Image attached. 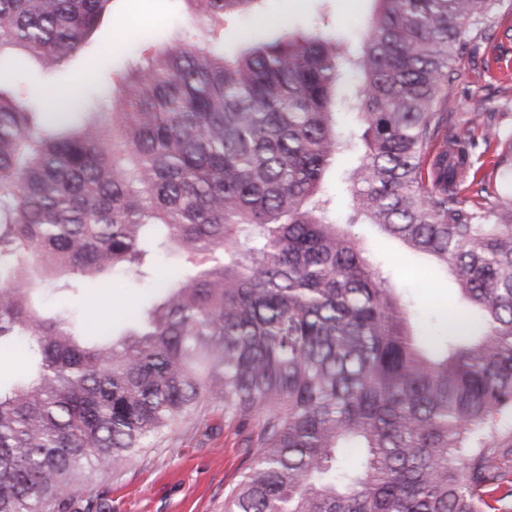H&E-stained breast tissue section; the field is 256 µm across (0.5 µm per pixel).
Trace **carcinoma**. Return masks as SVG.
Returning <instances> with one entry per match:
<instances>
[{
  "instance_id": "1",
  "label": "carcinoma",
  "mask_w": 512,
  "mask_h": 512,
  "mask_svg": "<svg viewBox=\"0 0 512 512\" xmlns=\"http://www.w3.org/2000/svg\"><path fill=\"white\" fill-rule=\"evenodd\" d=\"M109 2L0 0V57L58 65ZM185 2L214 33L260 0ZM371 2L357 42L322 17L233 56L220 37L162 47L98 119L59 85L28 104L0 64V351L21 355L0 382V512H92L90 472L209 405L259 428L224 512H512V194L465 206L448 112L497 0ZM342 109L363 141L346 226L449 273L443 339L330 219ZM466 124L498 137L477 108ZM161 249L186 270L118 334L37 301L48 281L142 276Z\"/></svg>"
}]
</instances>
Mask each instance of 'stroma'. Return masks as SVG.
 Here are the masks:
<instances>
[{"instance_id": "1", "label": "stroma", "mask_w": 512, "mask_h": 512, "mask_svg": "<svg viewBox=\"0 0 512 512\" xmlns=\"http://www.w3.org/2000/svg\"><path fill=\"white\" fill-rule=\"evenodd\" d=\"M369 9V0H263L256 12L226 21L224 51L233 53L249 38L272 36L284 24L308 28L323 14L328 17L331 34L354 41L365 32ZM489 34V39L463 50L448 88V109L455 118H466L479 101L500 132L490 142L484 141L483 128L470 133L469 170L460 185L462 197L470 202L476 201L478 189L498 192L495 164L500 156L512 153V75L499 71L500 66H512V0H499ZM145 37L160 46L207 43L184 0H113L111 11L73 54L65 72H83L93 53L104 45L111 46L112 52L100 58V67L126 71ZM354 233L364 256L410 302L419 319H427L455 301L456 290L444 275L434 274L431 286H424L429 264L425 256L405 249L369 224L356 226ZM149 295L138 276L117 274L101 283L98 297L75 303L77 322L85 332L95 333L102 321L100 308L105 305L113 324H120ZM255 430L252 423L242 426L225 421L223 407L211 408L203 418L181 423L119 475L108 470L94 472L84 495L105 504L106 512H224L225 496L251 462L253 451L246 440Z\"/></svg>"}]
</instances>
